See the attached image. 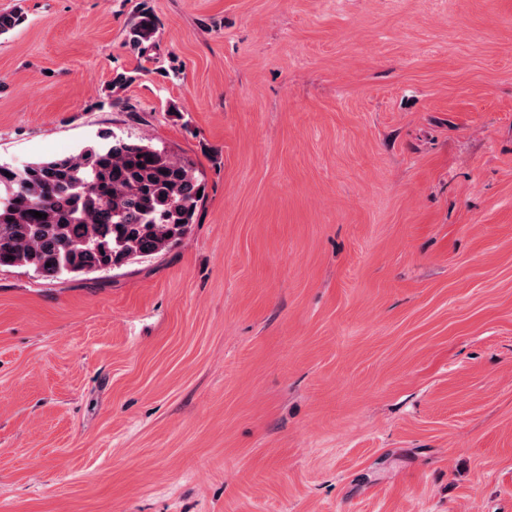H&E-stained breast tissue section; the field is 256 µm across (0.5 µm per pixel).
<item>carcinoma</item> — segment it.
I'll return each mask as SVG.
<instances>
[{
	"instance_id": "obj_1",
	"label": "carcinoma",
	"mask_w": 512,
	"mask_h": 512,
	"mask_svg": "<svg viewBox=\"0 0 512 512\" xmlns=\"http://www.w3.org/2000/svg\"><path fill=\"white\" fill-rule=\"evenodd\" d=\"M24 21L20 10L0 12V35ZM156 32L154 15L141 9L130 49L143 53ZM200 190L205 185L189 159L119 138L21 169L0 165V268L55 278L161 254L194 223Z\"/></svg>"
}]
</instances>
